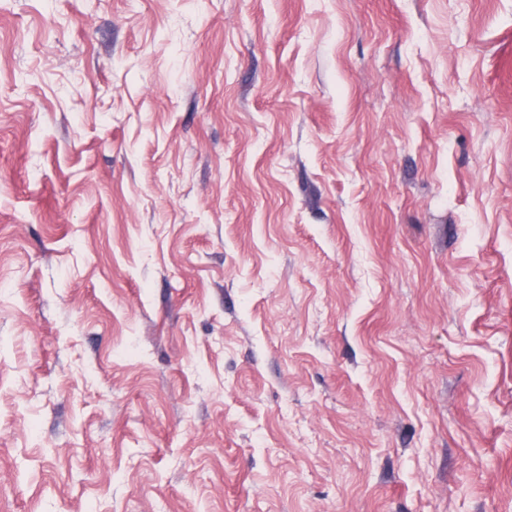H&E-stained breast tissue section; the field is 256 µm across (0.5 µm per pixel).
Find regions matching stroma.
<instances>
[{
	"mask_svg": "<svg viewBox=\"0 0 512 512\" xmlns=\"http://www.w3.org/2000/svg\"><path fill=\"white\" fill-rule=\"evenodd\" d=\"M0 512H512V0H0Z\"/></svg>",
	"mask_w": 512,
	"mask_h": 512,
	"instance_id": "35a3bbf8",
	"label": "stroma"
}]
</instances>
